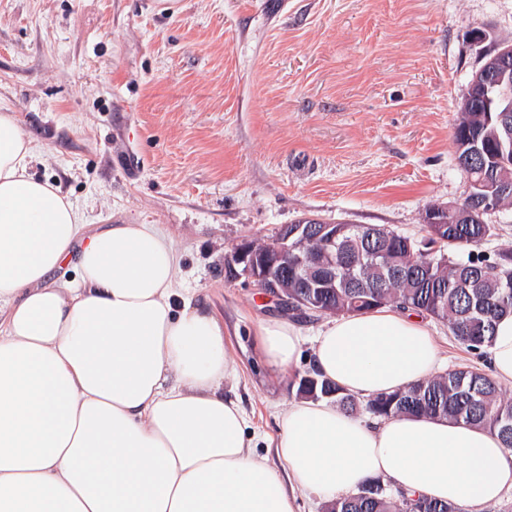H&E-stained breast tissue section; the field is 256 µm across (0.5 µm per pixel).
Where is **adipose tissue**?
<instances>
[{
	"mask_svg": "<svg viewBox=\"0 0 512 512\" xmlns=\"http://www.w3.org/2000/svg\"><path fill=\"white\" fill-rule=\"evenodd\" d=\"M33 152L0 109V512H297L299 496L377 477L478 512L512 492V448L489 429L366 421L327 401L289 403L271 466L224 395V326L179 287L172 241L150 224L88 233L31 173ZM260 334L267 364L292 368L302 328L271 319ZM486 353L512 386V315ZM439 365L427 324L398 309L341 315L314 337V368L358 398Z\"/></svg>",
	"mask_w": 512,
	"mask_h": 512,
	"instance_id": "obj_1",
	"label": "adipose tissue"
}]
</instances>
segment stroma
<instances>
[{
	"mask_svg": "<svg viewBox=\"0 0 512 512\" xmlns=\"http://www.w3.org/2000/svg\"><path fill=\"white\" fill-rule=\"evenodd\" d=\"M512 0H0V106L34 140L32 171L96 232L151 224L181 287L224 324V382L274 457L295 376L257 336L281 317L224 257L306 217L423 234L467 192L453 142ZM441 371L483 367L429 319Z\"/></svg>",
	"mask_w": 512,
	"mask_h": 512,
	"instance_id": "stroma-1",
	"label": "stroma"
}]
</instances>
